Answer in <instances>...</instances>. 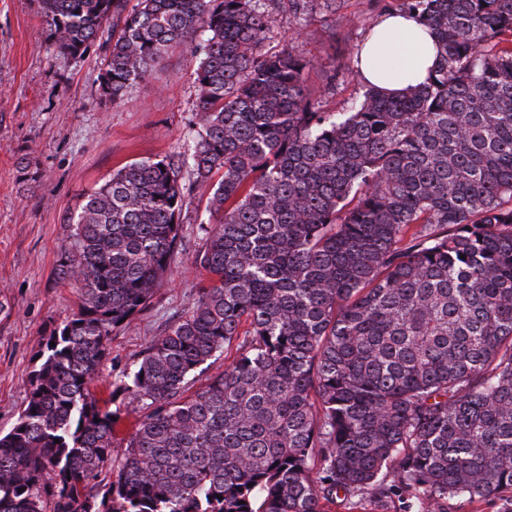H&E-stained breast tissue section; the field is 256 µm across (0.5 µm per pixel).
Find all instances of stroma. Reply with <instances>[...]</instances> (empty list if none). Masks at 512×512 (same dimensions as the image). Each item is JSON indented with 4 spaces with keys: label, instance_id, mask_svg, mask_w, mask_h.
<instances>
[{
    "label": "stroma",
    "instance_id": "stroma-1",
    "mask_svg": "<svg viewBox=\"0 0 512 512\" xmlns=\"http://www.w3.org/2000/svg\"><path fill=\"white\" fill-rule=\"evenodd\" d=\"M279 0H266L272 54L296 47L313 63L308 85L324 111L342 112L359 95L351 75L332 77L337 64L354 65L364 28L395 0H341L288 23ZM357 17L353 26L337 14ZM104 52H57L36 0H0V432L11 429L30 391L35 353L52 328L75 310L78 296L58 277L72 239L65 219L84 195L130 162L186 152L197 129V63L172 49L160 68L133 86L122 103L100 86ZM211 184L197 187L181 216V246L146 311L115 330L96 381L108 398L112 381L150 341L178 321L198 296L191 263L205 245L200 228Z\"/></svg>",
    "mask_w": 512,
    "mask_h": 512
}]
</instances>
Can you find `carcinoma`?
Here are the masks:
<instances>
[{"mask_svg": "<svg viewBox=\"0 0 512 512\" xmlns=\"http://www.w3.org/2000/svg\"><path fill=\"white\" fill-rule=\"evenodd\" d=\"M259 2L38 0L59 53L103 40L114 103L188 48L199 127L67 216L78 310L0 434V512H512V0H401L435 38L432 76L364 83L344 112L294 48L261 54ZM287 2L296 23L314 0ZM214 177L206 283L100 401L109 337ZM122 407L140 419L118 457Z\"/></svg>", "mask_w": 512, "mask_h": 512, "instance_id": "carcinoma-1", "label": "carcinoma"}]
</instances>
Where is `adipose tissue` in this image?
Listing matches in <instances>:
<instances>
[{"label":"adipose tissue","mask_w":512,"mask_h":512,"mask_svg":"<svg viewBox=\"0 0 512 512\" xmlns=\"http://www.w3.org/2000/svg\"><path fill=\"white\" fill-rule=\"evenodd\" d=\"M361 74L388 92L426 80L437 61L429 30L416 20L390 15L381 18L361 51Z\"/></svg>","instance_id":"adipose-tissue-1"}]
</instances>
